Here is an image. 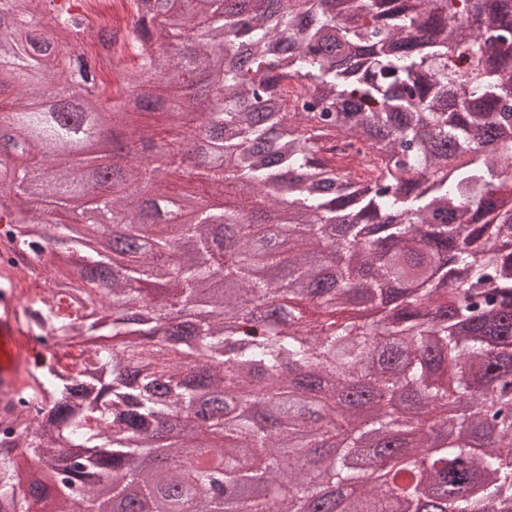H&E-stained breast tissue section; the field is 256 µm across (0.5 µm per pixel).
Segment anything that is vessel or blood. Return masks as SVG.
Returning <instances> with one entry per match:
<instances>
[{"mask_svg":"<svg viewBox=\"0 0 512 512\" xmlns=\"http://www.w3.org/2000/svg\"><path fill=\"white\" fill-rule=\"evenodd\" d=\"M27 285L24 268L0 261V413L10 410L17 394L29 387L28 370L42 352L19 301Z\"/></svg>","mask_w":512,"mask_h":512,"instance_id":"obj_1","label":"vessel or blood"}]
</instances>
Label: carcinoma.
<instances>
[{
  "label": "carcinoma",
  "instance_id": "cac0c4a2",
  "mask_svg": "<svg viewBox=\"0 0 512 512\" xmlns=\"http://www.w3.org/2000/svg\"><path fill=\"white\" fill-rule=\"evenodd\" d=\"M146 2L130 0L122 35H95L112 48L108 82L60 43L85 35L84 14L0 0V77L19 94L0 111V155L31 160L0 191L64 253L32 327L49 350L78 348L65 372L31 371L35 427L19 414L0 426V512H109L101 475L149 512H172L162 481L187 488L185 512L223 481L263 486L239 512H308L333 444L342 512H493L491 495L512 492V0H270L247 22L225 0H173L153 29ZM19 11L51 16L16 27ZM181 29L194 56L161 102L205 98L177 136L223 151L201 149L190 172L117 158L110 181L79 180L66 110L80 101L128 145L164 139L132 118L128 90L162 72ZM340 136L366 147L370 177L326 159ZM174 175L240 196L224 203V243L205 208L162 220ZM35 185L54 209L35 208ZM76 191L96 200L80 212L94 239L71 229ZM179 238L198 261L173 258ZM205 294L188 328L157 331L167 305ZM361 389L375 414L336 419L337 397ZM205 391L224 405L207 426L220 465L145 469L153 422ZM202 434L168 443L173 458L208 447Z\"/></svg>",
  "mask_w": 512,
  "mask_h": 512
}]
</instances>
